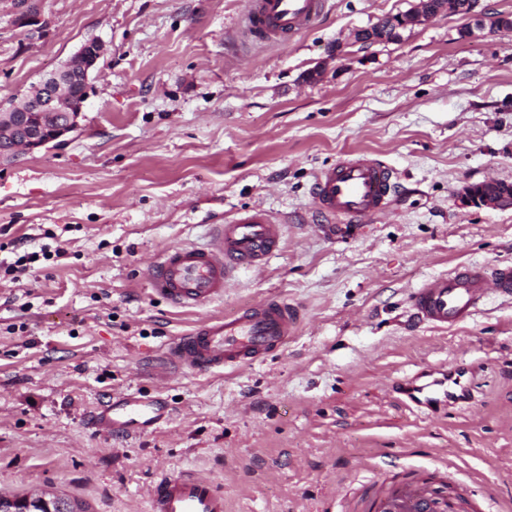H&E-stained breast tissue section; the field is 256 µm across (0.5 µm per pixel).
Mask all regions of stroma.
I'll return each mask as SVG.
<instances>
[{
	"mask_svg": "<svg viewBox=\"0 0 512 512\" xmlns=\"http://www.w3.org/2000/svg\"><path fill=\"white\" fill-rule=\"evenodd\" d=\"M410 6L328 0L287 42L239 31L246 0H43L42 35L0 19V101L87 41L105 48L79 130L0 161V259L51 254L19 281L0 270V496L147 512L160 472L195 469L228 512H366L367 485L421 475L512 512V300L447 330L409 318L423 281L512 264V205L464 199L512 183V31L469 37L470 16L440 13L355 43ZM348 153L392 165L400 195L330 238L311 187ZM253 207L282 226L262 271L197 309L153 291L163 249L207 244ZM268 296L303 313L283 349L235 371H159L172 337ZM451 363L468 370L466 407L428 416L391 390ZM117 394L171 417L103 433L90 413Z\"/></svg>",
	"mask_w": 512,
	"mask_h": 512,
	"instance_id": "1",
	"label": "stroma"
}]
</instances>
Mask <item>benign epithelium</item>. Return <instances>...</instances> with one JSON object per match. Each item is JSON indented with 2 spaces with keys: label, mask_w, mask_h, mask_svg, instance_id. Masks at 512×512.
<instances>
[{
  "label": "benign epithelium",
  "mask_w": 512,
  "mask_h": 512,
  "mask_svg": "<svg viewBox=\"0 0 512 512\" xmlns=\"http://www.w3.org/2000/svg\"><path fill=\"white\" fill-rule=\"evenodd\" d=\"M475 3L473 0H438V6L432 0H415V4L399 17L386 16L380 22L386 26L395 24L400 28H413L430 21L440 11L457 14H470ZM0 13L9 17L10 21L29 33H39L44 28V18L39 0H0ZM503 21L495 23V18L487 13L475 17V25L479 29L492 32L512 30V24ZM103 49L91 54L80 53L76 60L69 63L64 70H59L44 78L48 85L49 98H32L28 100V111L6 112L0 106V140L7 141L8 157L14 158L20 153H34L48 149L64 141V138L79 128V115L73 112L58 110V99L66 93L70 83L78 82L82 86L84 99H89L92 92V75L98 71ZM0 155V158L6 157ZM466 199L476 205L501 206L512 203V196L490 194L484 189L470 186L465 190ZM0 509L3 512H52L50 499L44 496L27 499H3L0 497Z\"/></svg>",
  "instance_id": "7a95c632"
}]
</instances>
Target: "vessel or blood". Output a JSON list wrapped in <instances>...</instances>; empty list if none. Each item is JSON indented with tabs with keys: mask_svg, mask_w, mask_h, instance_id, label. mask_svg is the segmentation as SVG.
<instances>
[{
	"mask_svg": "<svg viewBox=\"0 0 512 512\" xmlns=\"http://www.w3.org/2000/svg\"><path fill=\"white\" fill-rule=\"evenodd\" d=\"M326 5L327 0H247L243 21L255 37L285 42L312 27ZM396 180V171L383 160L345 156L316 176L311 188L315 211L323 221L341 218L350 223L388 214L395 201ZM280 241L281 227L265 211L240 213L216 225L209 245L172 246L156 257L150 265L153 290L174 306L208 305L223 298L236 270L262 267ZM491 295L512 297V265L458 266L416 288L411 308L419 324L445 329L468 322L481 300ZM299 322L294 306L269 298L174 337L165 357L198 373L243 369L283 348ZM397 389L431 414L438 403L458 404L467 394L460 374L452 368L422 382L401 381ZM159 417L157 405L123 396L99 406L93 423L128 432L150 426ZM148 503L149 512H226L223 490L194 470L162 473L149 490ZM465 506L463 490H453L439 500L427 478L386 483L369 504L371 512H463Z\"/></svg>",
	"mask_w": 512,
	"mask_h": 512,
	"instance_id": "1",
	"label": "vessel or blood"
}]
</instances>
